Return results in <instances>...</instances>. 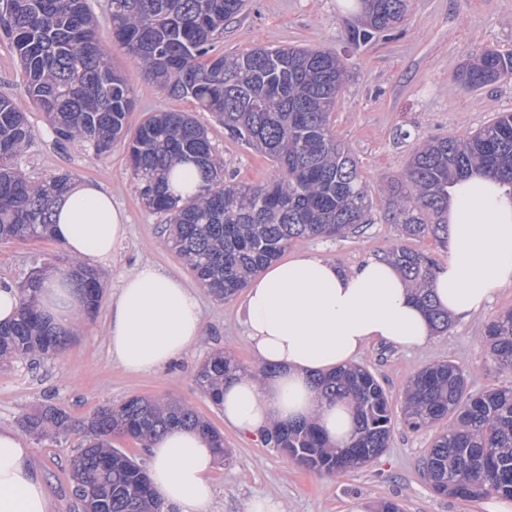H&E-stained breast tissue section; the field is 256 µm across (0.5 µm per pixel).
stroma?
I'll return each mask as SVG.
<instances>
[{
    "mask_svg": "<svg viewBox=\"0 0 512 512\" xmlns=\"http://www.w3.org/2000/svg\"><path fill=\"white\" fill-rule=\"evenodd\" d=\"M359 24L357 9L344 0H248L244 11L226 23L213 43L215 53L243 54L258 47L328 48L347 63L349 80L331 114L332 131L350 149L373 200V224L340 239L304 238L289 255L320 253L350 267L365 257L386 254L408 242L437 262L448 249L433 237L406 240L399 225L384 215L383 186L400 177L416 148L431 137H463L499 112H512V78L474 90L458 81L460 67L476 52L491 48L512 52V0H410L404 21L365 44L355 45L349 32ZM112 64L132 89L130 126L146 113L196 112L193 102L174 99L146 80L133 57L112 48ZM0 95L20 102L34 136L24 157L28 173L42 178L67 170L75 180L91 182L112 193L128 217V234L112 255L113 272L106 292L118 286L116 272L139 263L158 266L183 279L199 293L204 334L173 366L142 375L126 372L111 357L106 340L107 307L74 332L51 357L0 363V426L19 428L23 413L53 404L82 422L99 407L117 406L133 396L175 399L193 407L224 436L230 457L217 462L213 512H245L257 495L273 498L285 512H352L362 499L377 505L397 502L403 512H486L484 501L470 502L435 493L422 461L434 439L446 429L439 422L418 430L401 414L409 380L424 366L450 361L464 372L468 388L480 391L512 386V369L494 363L484 339L487 323L512 308V285L501 288L482 313L453 321L426 348L409 351L382 342L368 344L358 363L369 369L387 393L392 411L389 445L371 463L340 476L304 469L281 449L225 426L224 413L196 383V373L214 353L223 352L245 369L256 370L241 322L243 294L219 301L199 286L182 259L166 243L164 218L143 203L127 163V145L109 153L58 145L43 114L21 84L19 62L8 41L0 39ZM198 121L224 158V171L235 181L262 184L273 164L224 134L208 112ZM69 255L52 239L0 242V280L21 283L33 268L67 266ZM80 430L31 439L34 460L42 470L58 512H81L72 494L71 460L81 445Z\"/></svg>",
    "mask_w": 512,
    "mask_h": 512,
    "instance_id": "1",
    "label": "stroma"
}]
</instances>
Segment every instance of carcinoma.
<instances>
[{
    "label": "carcinoma",
    "instance_id": "1",
    "mask_svg": "<svg viewBox=\"0 0 512 512\" xmlns=\"http://www.w3.org/2000/svg\"><path fill=\"white\" fill-rule=\"evenodd\" d=\"M362 28L351 41L365 42L402 22L409 0H356ZM244 0H110L112 42L132 55L144 75L168 96L190 97L213 114L224 131L267 156L276 167L269 182L247 185L224 174L206 128L190 112L150 114L135 130L127 125L134 106L125 76L112 67L87 0H0V34L20 63L27 95L39 107L58 142L76 143L101 155L128 141L131 173L146 207L163 215L171 248L211 294L226 300L248 279L282 256L293 242L341 238L371 223L372 199L348 148L336 140L330 115L341 94L346 66L335 51L260 47L244 55L213 53L214 36L240 13ZM512 76V53L485 49L459 72L471 88ZM33 136L27 113L0 96V239L50 237L56 204L74 177L59 172L42 181L26 173L23 153ZM191 162L197 191L171 189L172 169ZM474 173L512 186V112L464 138L435 137L410 158L403 178L385 197L386 214L405 236L448 239V187ZM388 256L415 291L438 332L448 313L429 288L435 259L404 244ZM45 273L19 286L17 318L0 324V360L51 355L67 336L50 327L38 305ZM86 316L96 313L104 285L93 271L78 277ZM485 339L494 362L512 369V309L490 321ZM241 367L212 355L197 380L220 406L224 379ZM329 400H346L356 413L353 437L329 444L312 422L274 429L276 447L303 467L340 475L364 465L388 446L392 411L373 373L361 366L315 380ZM404 418L418 429L448 420L424 457L438 494L476 501L495 493L512 498V387L472 392L451 362L422 368L411 379ZM37 438L57 436L72 425L61 408L45 406L20 419ZM189 427L209 437L224 455L223 436L192 407L134 396L119 409L101 407L84 422L72 472L73 494L83 512H161L144 465L112 447L114 436L150 442L166 431Z\"/></svg>",
    "mask_w": 512,
    "mask_h": 512
}]
</instances>
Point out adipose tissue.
<instances>
[{
  "label": "adipose tissue",
  "mask_w": 512,
  "mask_h": 512,
  "mask_svg": "<svg viewBox=\"0 0 512 512\" xmlns=\"http://www.w3.org/2000/svg\"><path fill=\"white\" fill-rule=\"evenodd\" d=\"M126 233V217L111 193L87 182L74 183L53 215V239L95 267L111 268L112 251ZM507 285L512 189L473 174L453 190L448 257L433 275L434 299L451 318L466 320ZM82 304L70 271L46 276L39 305L56 328L71 330ZM243 309L253 357L276 372L227 379L222 408L225 424L257 437L276 424L308 421L330 444H344L355 429L353 407L322 397L314 377L354 365L372 342L415 350L433 339L405 277L382 256L348 269L314 254L272 262L249 281ZM202 331L196 289L149 263L121 273L108 299L107 341L125 371L147 374L177 360ZM148 455L149 480L164 512H208L216 456L201 433L171 429L149 444ZM0 512H54L27 439L11 428H0Z\"/></svg>",
  "instance_id": "ef3b65f1"
}]
</instances>
